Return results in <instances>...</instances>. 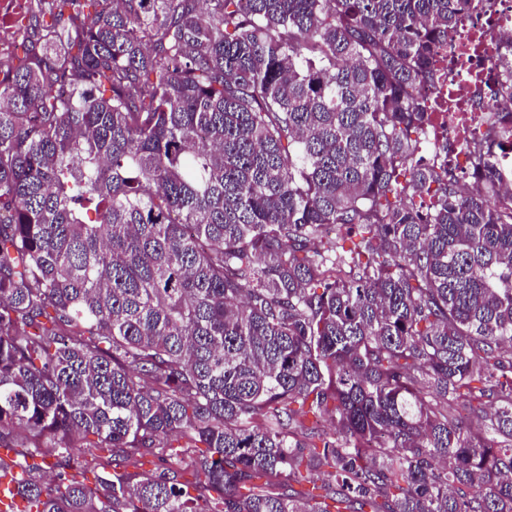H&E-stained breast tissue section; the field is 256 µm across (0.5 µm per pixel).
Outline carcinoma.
<instances>
[{
    "label": "carcinoma",
    "instance_id": "carcinoma-1",
    "mask_svg": "<svg viewBox=\"0 0 512 512\" xmlns=\"http://www.w3.org/2000/svg\"><path fill=\"white\" fill-rule=\"evenodd\" d=\"M34 2L0 56L26 512H512L505 116L465 176L426 153L482 0Z\"/></svg>",
    "mask_w": 512,
    "mask_h": 512
}]
</instances>
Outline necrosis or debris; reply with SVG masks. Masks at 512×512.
Masks as SVG:
<instances>
[{"instance_id": "obj_1", "label": "necrosis or debris", "mask_w": 512, "mask_h": 512, "mask_svg": "<svg viewBox=\"0 0 512 512\" xmlns=\"http://www.w3.org/2000/svg\"><path fill=\"white\" fill-rule=\"evenodd\" d=\"M24 0H0V54L16 55L22 47ZM460 39L437 51L438 68L448 86L449 103L438 111L456 145L454 161L465 162V145L483 130V116L502 111V85L512 80L501 58L512 52V0H486L479 15L461 17Z\"/></svg>"}]
</instances>
